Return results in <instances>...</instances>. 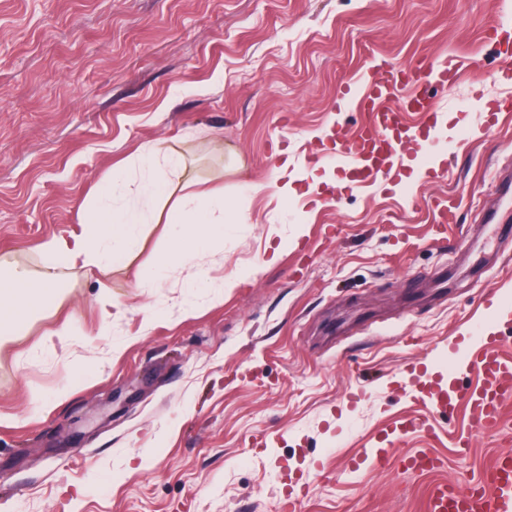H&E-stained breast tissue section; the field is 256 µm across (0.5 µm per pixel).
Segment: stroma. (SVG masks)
Returning <instances> with one entry per match:
<instances>
[{
    "label": "stroma",
    "instance_id": "35a3bbf8",
    "mask_svg": "<svg viewBox=\"0 0 512 512\" xmlns=\"http://www.w3.org/2000/svg\"><path fill=\"white\" fill-rule=\"evenodd\" d=\"M425 58L459 65L431 89L430 159L350 181L332 135L370 115L348 86ZM505 70L512 0H0V269L39 277L37 244L80 231L113 169L145 206L157 143L224 196L203 260L141 225L115 307L63 267L59 299L0 333V512H425L435 485L477 480L512 449V405L466 454L460 404L387 470L352 462L512 306ZM421 451L440 467L404 470Z\"/></svg>",
    "mask_w": 512,
    "mask_h": 512
}]
</instances>
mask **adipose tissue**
<instances>
[{
    "label": "adipose tissue",
    "mask_w": 512,
    "mask_h": 512,
    "mask_svg": "<svg viewBox=\"0 0 512 512\" xmlns=\"http://www.w3.org/2000/svg\"><path fill=\"white\" fill-rule=\"evenodd\" d=\"M223 209L220 196L189 192L178 197L166 214L167 223L181 227L168 243V258L203 259L208 241L224 235ZM145 221L136 208H99L88 213L81 232L38 244L45 265L38 278L15 271L0 277V327L13 331L25 326L33 310L54 301L58 282L53 270L61 263L97 272L101 292H108L112 267L128 264L139 250L142 240L133 229Z\"/></svg>",
    "instance_id": "1"
}]
</instances>
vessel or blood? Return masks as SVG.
Listing matches in <instances>:
<instances>
[{"instance_id": "b4317fda", "label": "vessel or blood", "mask_w": 512, "mask_h": 512, "mask_svg": "<svg viewBox=\"0 0 512 512\" xmlns=\"http://www.w3.org/2000/svg\"><path fill=\"white\" fill-rule=\"evenodd\" d=\"M455 71L452 61H426L407 68L379 65L367 78L358 79V105L370 113L371 120L364 134L355 140L341 136L336 139V148L343 152L350 168L367 179L376 167L394 168L408 143L430 151L431 141L418 127L406 125L404 115L432 110L434 102L427 87L447 85L449 74ZM456 370L478 372L481 384L453 393L443 389L431 393V410L447 413L462 403L469 411L470 433L497 431L503 404L512 399V356L502 352L495 340L485 339L469 344ZM391 458V449L366 448L355 466L364 471H381L387 469ZM427 512H512V451L498 453L468 487L436 485L429 495Z\"/></svg>"}]
</instances>
